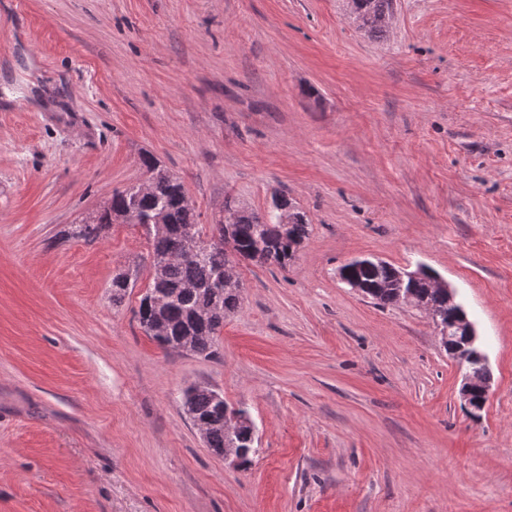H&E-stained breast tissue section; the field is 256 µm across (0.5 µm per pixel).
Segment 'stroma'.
<instances>
[{"mask_svg": "<svg viewBox=\"0 0 512 512\" xmlns=\"http://www.w3.org/2000/svg\"><path fill=\"white\" fill-rule=\"evenodd\" d=\"M0 11V512H512V0H25ZM178 177L309 220L287 269L242 261L212 357L140 326L149 243L68 225ZM374 257L454 288L492 375L480 419L427 316L339 278ZM136 274L113 306L112 277ZM193 385L259 452L207 448ZM393 0H351L360 28L370 34H383L393 14Z\"/></svg>", "mask_w": 512, "mask_h": 512, "instance_id": "stroma-1", "label": "stroma"}]
</instances>
